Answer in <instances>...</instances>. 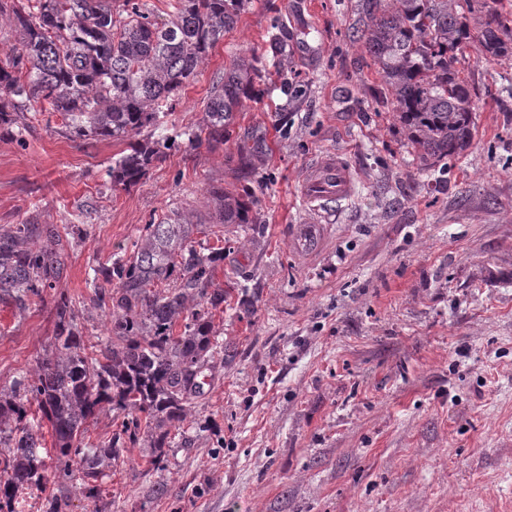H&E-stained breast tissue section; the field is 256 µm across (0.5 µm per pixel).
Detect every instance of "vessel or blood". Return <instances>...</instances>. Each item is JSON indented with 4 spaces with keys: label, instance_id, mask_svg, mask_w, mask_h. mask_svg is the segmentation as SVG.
<instances>
[{
    "label": "vessel or blood",
    "instance_id": "vessel-or-blood-1",
    "mask_svg": "<svg viewBox=\"0 0 512 512\" xmlns=\"http://www.w3.org/2000/svg\"><path fill=\"white\" fill-rule=\"evenodd\" d=\"M354 188L352 174L340 155H324L306 170L302 190L311 216L300 227L298 250H311L320 244L323 228L330 221L328 202L350 198Z\"/></svg>",
    "mask_w": 512,
    "mask_h": 512
}]
</instances>
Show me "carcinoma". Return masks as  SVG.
Listing matches in <instances>:
<instances>
[{"instance_id":"carcinoma-1","label":"carcinoma","mask_w":512,"mask_h":512,"mask_svg":"<svg viewBox=\"0 0 512 512\" xmlns=\"http://www.w3.org/2000/svg\"><path fill=\"white\" fill-rule=\"evenodd\" d=\"M364 15L353 34L378 67L390 103L422 170L443 171L465 152L475 130L476 92L457 65L477 42L491 58L512 55V13L500 0H360ZM248 0H176L163 26L137 0H0L20 34L0 63V134L15 137L32 103L45 101L65 118L70 135L122 139L146 134L112 162V184L135 186L176 146L159 129L163 108L197 76L210 50L232 30ZM257 58L236 57L212 84L204 124L189 138L219 145L243 100L263 81ZM217 224H259L253 199L212 192ZM193 225L169 218L144 227L137 249L97 270L90 303L104 314L106 338L89 344L76 322L75 302L54 303V350L32 370L0 388V512H15L20 488L44 479L42 420L50 423L57 478L82 470L83 493L98 495L103 468L123 446L143 440L151 466L163 468L174 432L190 421L203 395L204 371L224 353L214 324L224 289L214 273L224 248L203 252ZM75 224L0 226V301L19 309L46 300L64 275L62 254ZM118 287L110 288L112 281ZM184 330L174 335L178 319ZM36 403L41 419H28ZM110 410L121 428L84 449L85 425Z\"/></svg>"}]
</instances>
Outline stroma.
Returning a JSON list of instances; mask_svg holds the SVG:
<instances>
[{
    "label": "stroma",
    "instance_id": "stroma-1",
    "mask_svg": "<svg viewBox=\"0 0 512 512\" xmlns=\"http://www.w3.org/2000/svg\"><path fill=\"white\" fill-rule=\"evenodd\" d=\"M359 3L250 0L163 119L177 147L130 189L108 175L128 140L69 137L47 103L20 139L0 137V225L85 229L60 289L86 340L104 333L88 300L95 269L132 253L145 224L175 214L196 241L224 247V357L163 469L130 445L98 496L51 475L18 493L16 512H42L60 492L70 512H512V57L471 49L476 133L433 180L349 39ZM276 21L290 72L243 101L219 149L190 144L233 57L255 55L273 74ZM331 152L355 193L333 204L317 249L296 251L303 175ZM214 185L255 199L259 228L215 238ZM53 336L49 307L0 303V387Z\"/></svg>",
    "mask_w": 512,
    "mask_h": 512
}]
</instances>
